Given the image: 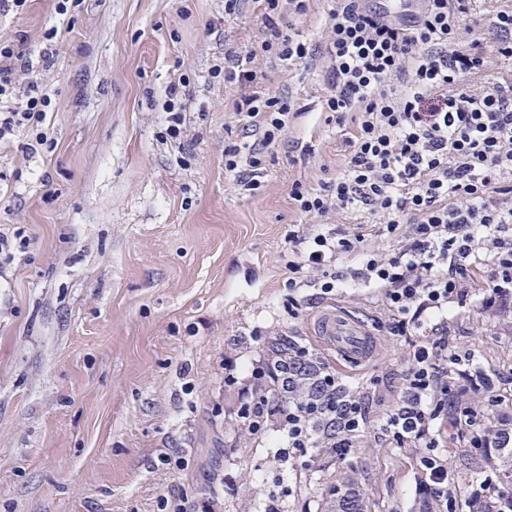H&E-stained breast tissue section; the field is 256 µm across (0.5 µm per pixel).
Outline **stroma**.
<instances>
[{
	"label": "stroma",
	"mask_w": 512,
	"mask_h": 512,
	"mask_svg": "<svg viewBox=\"0 0 512 512\" xmlns=\"http://www.w3.org/2000/svg\"><path fill=\"white\" fill-rule=\"evenodd\" d=\"M335 6L308 0L290 15L308 58L259 51L251 64L258 89L291 105L254 191L224 169L225 146L241 140L238 87L213 71L228 49L257 46L256 0L233 14L224 0H84L65 16L53 0H30L0 12V41H24L52 101L50 149L26 154L23 127L0 142V231L24 243L0 254V512H157L164 497L210 495L215 473L223 512H261L279 495L283 512H320L332 484L364 494L372 512L426 505L418 449L378 433L386 402H373L347 460L283 473L270 435L240 436L227 416L237 388L224 359L258 358L261 335L296 339L358 392L375 391L412 351L389 334L378 290L288 289V233L305 221L291 187L333 184L349 151V125L325 109L323 25ZM173 83L186 87L175 139L165 110ZM336 307L377 336L373 361L339 362L319 342L315 323ZM454 314L458 351L512 375V298L493 318L469 304ZM464 445L443 440L442 454L466 494L486 467L461 465Z\"/></svg>",
	"instance_id": "1"
}]
</instances>
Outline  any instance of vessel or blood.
<instances>
[{
  "label": "vessel or blood",
  "mask_w": 512,
  "mask_h": 512,
  "mask_svg": "<svg viewBox=\"0 0 512 512\" xmlns=\"http://www.w3.org/2000/svg\"><path fill=\"white\" fill-rule=\"evenodd\" d=\"M315 334L342 357L358 363L367 362L376 345L358 320L337 311L321 315L315 325Z\"/></svg>",
  "instance_id": "1"
}]
</instances>
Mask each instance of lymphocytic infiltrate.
<instances>
[{"instance_id": "1", "label": "lymphocytic infiltrate", "mask_w": 512, "mask_h": 512, "mask_svg": "<svg viewBox=\"0 0 512 512\" xmlns=\"http://www.w3.org/2000/svg\"><path fill=\"white\" fill-rule=\"evenodd\" d=\"M485 2L415 0L389 13L371 0H337L326 22V106L337 122H352L350 151L327 193L298 184L291 190L307 217L361 210L381 219L382 248L360 231L317 227L292 235L298 250L288 263V286H308L318 271L325 295L349 281L380 289L394 314L392 335L418 336L379 428L390 443L422 447L420 484L434 512H456L455 484L437 453L449 400L463 392L477 400L452 426L479 451L493 447L491 427L506 425L512 405L504 377L481 371L473 354H458L448 328L452 304L471 297L489 310L512 296V0L489 10L492 36L483 42L473 38L472 24ZM286 4L298 14L307 9L306 0H261L267 30L261 48L283 61L300 60L305 45L278 23ZM496 57L510 68L493 69ZM253 58L250 49L224 54L225 80L242 88L233 110L254 135L247 148H225L224 167L234 174L245 165L260 168L289 122L287 98L251 90ZM32 69L20 44L0 42V139L17 127L33 128L26 150L34 155L48 143L42 126L51 98L33 81L21 108L11 105L15 72ZM480 271L486 279L475 293L470 283ZM225 368L242 407L267 401L279 359L268 351L245 368L232 361ZM459 376L467 388L456 385ZM335 413L342 434L321 445L298 408L269 411L265 427L275 435L277 461L301 457L314 469L326 456L346 459L366 431L363 397L337 401ZM466 505L471 512H512V491L489 473Z\"/></svg>"}]
</instances>
